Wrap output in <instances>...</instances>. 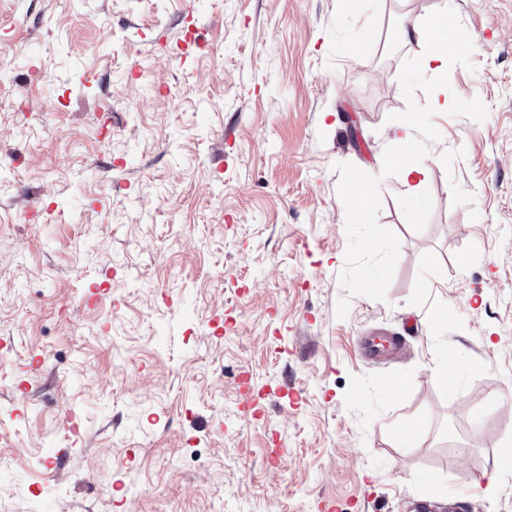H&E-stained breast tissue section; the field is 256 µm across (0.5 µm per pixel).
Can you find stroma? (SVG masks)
<instances>
[{
    "label": "stroma",
    "instance_id": "stroma-1",
    "mask_svg": "<svg viewBox=\"0 0 512 512\" xmlns=\"http://www.w3.org/2000/svg\"><path fill=\"white\" fill-rule=\"evenodd\" d=\"M442 7L473 66L351 296L335 166L381 174ZM1 340L0 512H512V0H0ZM398 346L399 339L394 336H369L363 340V348L369 358H377Z\"/></svg>",
    "mask_w": 512,
    "mask_h": 512
}]
</instances>
